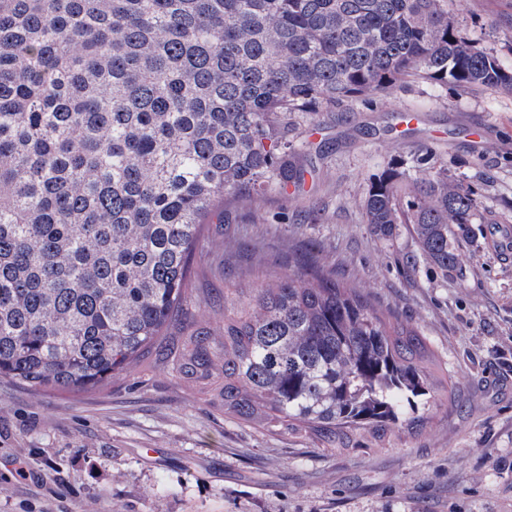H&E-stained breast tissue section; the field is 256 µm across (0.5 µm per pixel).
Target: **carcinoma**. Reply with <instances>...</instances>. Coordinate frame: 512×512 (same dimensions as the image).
<instances>
[{
	"mask_svg": "<svg viewBox=\"0 0 512 512\" xmlns=\"http://www.w3.org/2000/svg\"><path fill=\"white\" fill-rule=\"evenodd\" d=\"M407 76L512 92L448 0H0V378L77 392L158 351L183 316L194 247L224 196L297 186L295 114ZM477 191L388 171L364 199L437 272ZM186 379L224 376V415L323 446L424 423L447 387L415 324L313 252L224 288V327L190 333Z\"/></svg>",
	"mask_w": 512,
	"mask_h": 512,
	"instance_id": "obj_1",
	"label": "carcinoma"
}]
</instances>
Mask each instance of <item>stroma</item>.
Listing matches in <instances>:
<instances>
[{"mask_svg":"<svg viewBox=\"0 0 512 512\" xmlns=\"http://www.w3.org/2000/svg\"><path fill=\"white\" fill-rule=\"evenodd\" d=\"M449 9L512 70V0ZM297 122L304 183L225 197L193 252L185 326L221 330L225 284L275 279L314 243L339 278L421 328L448 366L447 399L419 431L330 450L300 430L234 423L219 382L168 363L80 392L0 380V512H512V256L480 221L458 244L463 273L444 276L407 264L406 225L382 238L363 214L373 180L424 157L512 222V94L407 78Z\"/></svg>","mask_w":512,"mask_h":512,"instance_id":"obj_1","label":"stroma"}]
</instances>
